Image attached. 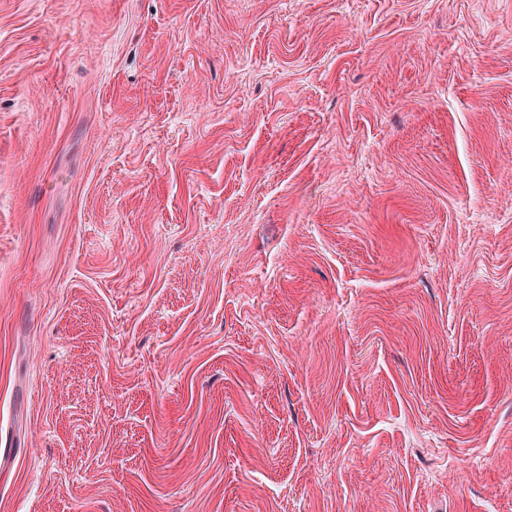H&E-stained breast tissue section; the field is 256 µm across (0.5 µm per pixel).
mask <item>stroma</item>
Returning a JSON list of instances; mask_svg holds the SVG:
<instances>
[{"label":"stroma","instance_id":"obj_1","mask_svg":"<svg viewBox=\"0 0 512 512\" xmlns=\"http://www.w3.org/2000/svg\"><path fill=\"white\" fill-rule=\"evenodd\" d=\"M0 512H512V0H0Z\"/></svg>","mask_w":512,"mask_h":512}]
</instances>
